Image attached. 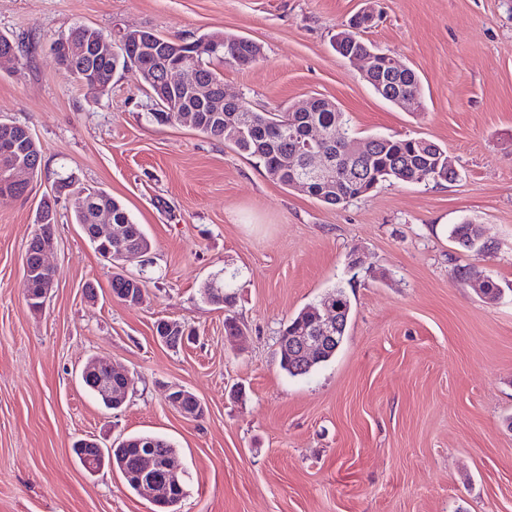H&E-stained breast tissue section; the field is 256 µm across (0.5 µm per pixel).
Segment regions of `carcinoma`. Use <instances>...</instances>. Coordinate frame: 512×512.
Segmentation results:
<instances>
[{"label":"carcinoma","mask_w":512,"mask_h":512,"mask_svg":"<svg viewBox=\"0 0 512 512\" xmlns=\"http://www.w3.org/2000/svg\"><path fill=\"white\" fill-rule=\"evenodd\" d=\"M367 28L360 14H355L347 23V28L336 33L333 49L348 58L356 54H377L376 67L364 77L374 92L384 100L397 104L402 99L414 111L423 106L420 82L410 68L396 71L389 66V57L378 51L364 40L362 32ZM71 32L79 34L78 41L88 45L87 54L71 61L64 69V75L80 84H85V74L96 76V93L107 91L114 74L123 71L136 74L137 62L148 55L155 69L156 80L146 84L149 97L154 102L151 118L158 123L181 122L199 133L223 139L235 148L263 166L266 174L276 183L291 190L298 178V170L291 166L290 156L302 146L305 130L311 125L319 126L325 133L326 150L334 157L332 181L312 182L304 194L332 206H344L353 200L368 196L385 182L401 181L411 183H429L453 181L455 174L448 173V153L438 144L424 138L391 136H373L365 139L367 151L364 157L354 159L347 155V143L354 132L349 118L336 105L325 99L316 100L311 112H293L291 109H277L273 112H258L244 97L238 98V104L227 107L222 112L210 110V101L224 97V75L220 66L247 68L257 62L261 56V47L251 39L241 35H227L220 50L210 52L202 45L212 42V35L203 34L193 41L172 40L151 31H140V41L125 42L112 40L109 45L99 47L104 33L88 26H76ZM194 56L193 66L188 70L189 86L184 89L169 90L162 85L164 69L178 61ZM14 145L10 161L20 163L42 162L40 149L26 131V127L17 123L0 122V140L4 138ZM0 158V164L8 161ZM86 203H74V217L80 228L90 223L95 208L104 205L112 209V223L126 226L123 239L103 244L92 242L101 256H110L113 268L112 294L123 300L131 298L140 305L144 301L142 281L128 272L133 265L131 255L151 251L152 242L143 226L133 221L126 208L102 189L91 188ZM41 225L27 245L26 255L29 268H37L39 252L43 239L53 236L55 224L53 211L44 205L40 213ZM450 236L457 245L466 250L485 252L491 245L481 240L477 225L464 221L451 228ZM458 277L479 282L481 295L489 300L500 297L501 291L489 277L475 267L456 270ZM237 274L219 282L223 297L211 300L221 305L229 315L224 320V331L235 336L240 330L237 318L231 315L236 305V293L233 282ZM337 314V342L323 347L313 357H302L292 348L281 349L280 368L288 375L302 376L312 369L331 360L341 346L350 317L351 304L344 291L338 289L330 295ZM320 304H309L290 319L282 329L281 335L289 339L293 336H308L318 319ZM151 452L162 460H168L176 454L173 445L166 439L151 435L137 434L113 444L112 467L118 470L127 487L139 492L142 478L138 462L141 454ZM155 477L172 484V494L185 496L183 474L173 475L167 470H159Z\"/></svg>","instance_id":"cac0c4a2"}]
</instances>
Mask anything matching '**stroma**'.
Returning a JSON list of instances; mask_svg holds the SVG:
<instances>
[{
	"label": "stroma",
	"mask_w": 512,
	"mask_h": 512,
	"mask_svg": "<svg viewBox=\"0 0 512 512\" xmlns=\"http://www.w3.org/2000/svg\"><path fill=\"white\" fill-rule=\"evenodd\" d=\"M366 0H0V34L27 50L0 67V119L27 126L44 171L0 198V512H155L120 473L86 472L72 447L153 433L176 448L177 512H512V0H375L364 39L418 75L424 107L379 97L331 47ZM86 25L118 37L235 33L263 56L225 68L224 89L257 111L325 98L357 138L422 137L458 172L387 182L330 206L285 189L253 158L194 129L152 121L145 85L108 93L68 80L52 40ZM119 200L153 242L145 299L112 295L113 268L86 240L58 176ZM50 200L54 287L42 310L22 288L26 246ZM478 224L493 249L460 248L446 226ZM501 288L489 303L458 268ZM236 274L225 310L203 297ZM343 287L336 356L292 377L278 338L304 306ZM194 328L172 349L159 320ZM121 363V409L84 387L89 357ZM201 401V418L168 402Z\"/></svg>",
	"instance_id": "1"
}]
</instances>
